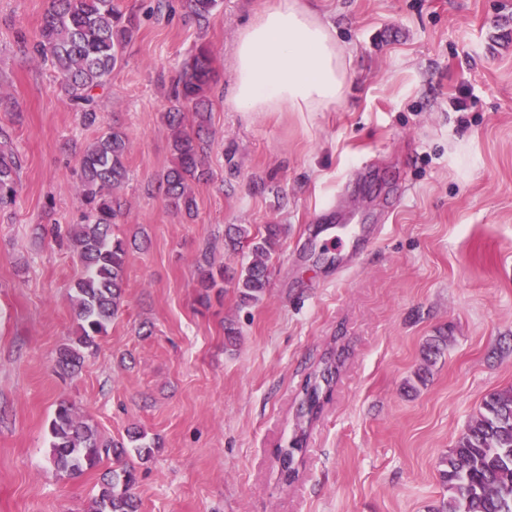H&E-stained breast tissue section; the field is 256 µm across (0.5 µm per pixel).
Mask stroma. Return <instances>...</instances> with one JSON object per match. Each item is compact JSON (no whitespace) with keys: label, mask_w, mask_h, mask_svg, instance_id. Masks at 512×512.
<instances>
[{"label":"stroma","mask_w":512,"mask_h":512,"mask_svg":"<svg viewBox=\"0 0 512 512\" xmlns=\"http://www.w3.org/2000/svg\"><path fill=\"white\" fill-rule=\"evenodd\" d=\"M271 2L222 0L200 21L181 0H119L138 27L87 128L17 41L36 38L49 0H0V127L21 163L19 200L0 211V512H89L115 467L55 471L62 400L104 439L137 428L154 441L149 460L125 457L139 512H429L446 493L442 457L483 397L512 387V0H316L350 50L344 98L238 112L213 96L212 177L194 188L195 216L174 212L158 184L182 63L207 44L229 87L238 31ZM115 124L130 143L118 232L136 244L118 316L64 376L83 267L52 229L79 223L77 151ZM231 224L285 226L268 288L244 306L228 284L201 305L198 266L249 260L225 247ZM336 224L359 253L343 272ZM440 330L444 356L407 388ZM333 354L286 481L277 451ZM324 364L325 367L318 373L316 371L313 376L309 378L303 388V397L300 403V410L302 415L299 414V418L302 419L303 422L304 419H306V422H310L304 416L313 418L320 411L324 388L328 391L333 381L334 375L336 374V366H333L332 362H329V358L324 360L323 365Z\"/></svg>","instance_id":"stroma-1"}]
</instances>
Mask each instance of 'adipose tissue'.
I'll return each instance as SVG.
<instances>
[{
  "label": "adipose tissue",
  "instance_id": "ef3b65f1",
  "mask_svg": "<svg viewBox=\"0 0 512 512\" xmlns=\"http://www.w3.org/2000/svg\"><path fill=\"white\" fill-rule=\"evenodd\" d=\"M347 50L308 0H274L239 31L228 102L239 112H322L348 83Z\"/></svg>",
  "mask_w": 512,
  "mask_h": 512
}]
</instances>
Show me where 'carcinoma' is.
Segmentation results:
<instances>
[{
	"instance_id": "cac0c4a2",
	"label": "carcinoma",
	"mask_w": 512,
	"mask_h": 512,
	"mask_svg": "<svg viewBox=\"0 0 512 512\" xmlns=\"http://www.w3.org/2000/svg\"><path fill=\"white\" fill-rule=\"evenodd\" d=\"M191 13L206 21L219 8L220 0H187ZM134 19L119 8L118 0H51L42 18L38 39L31 51L48 62L61 77L60 89L72 110L86 126L96 123V91L107 85L112 72L123 60ZM210 48L201 43L183 63L175 90L176 104L164 118L173 130V161L162 175L160 187L177 211L188 214L197 209L191 191L194 182L210 179L205 155L211 119L214 83ZM191 107L192 119L185 123L182 105ZM9 135L0 129V208L16 203L20 162L5 148ZM129 139L120 127L98 136L79 156V197L84 207L83 222L69 225L67 236L78 253L84 275L75 284L74 305L78 320L75 345L59 350L56 366L65 375L78 372L83 350L107 331L119 312L128 256L127 242L115 235L114 226L123 215L124 203L116 190L128 178ZM283 234L280 224H266L249 236L242 224L228 227L227 245L235 250L251 239V261L239 270L197 268L201 303L209 302L210 291L225 280L234 283L240 302L258 303L265 295L269 259ZM448 347V337L432 336L423 346L429 370ZM314 373L303 388L301 414L314 417L322 406L323 391L330 388L336 367ZM299 435L281 449L287 476L296 474V455L303 449L306 431L297 424ZM50 461L57 472L75 478L97 467L102 456L125 454L121 443L101 440L85 423L74 405L61 402L50 423ZM440 479L448 492L432 512H512V388L488 393L479 411L468 422L453 448L442 460ZM135 469L122 466L109 472L99 487L91 512H137L131 489Z\"/></svg>"
}]
</instances>
